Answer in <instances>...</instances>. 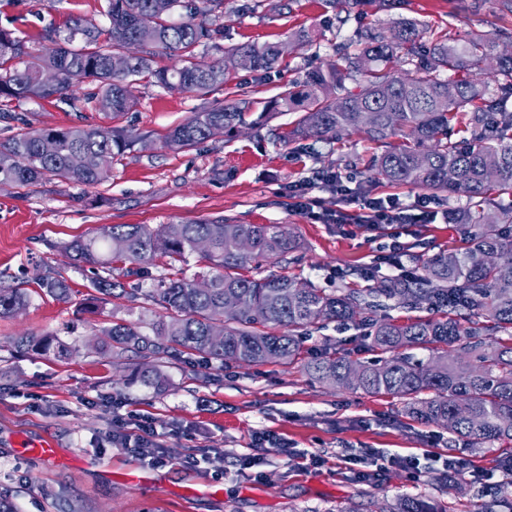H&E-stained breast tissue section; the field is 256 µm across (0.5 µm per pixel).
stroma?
I'll list each match as a JSON object with an SVG mask.
<instances>
[{"instance_id":"35a3bbf8","label":"stroma","mask_w":512,"mask_h":512,"mask_svg":"<svg viewBox=\"0 0 512 512\" xmlns=\"http://www.w3.org/2000/svg\"><path fill=\"white\" fill-rule=\"evenodd\" d=\"M257 13L225 10L212 24L215 41L227 47L247 41H288L308 31L310 46L284 56L268 72L235 69L233 79L205 96L167 93L154 86L135 91L133 107L118 126L139 141L111 178L96 188L54 181L19 192L0 186V280L31 291L29 305L0 318V485L13 492L20 512H381L399 496L447 501L452 512H470L478 495L503 486L504 459L512 442H491L465 454L462 484L449 493L444 461L457 451L447 429L407 417L398 399L340 390L311 378L307 362L326 350L342 349L366 357L362 329L326 323L304 340L291 365H207L186 355L165 368L167 383L154 390L137 383L143 359L132 352L100 355L104 327L151 319L155 304L144 290L167 276L163 263L144 277L113 271L114 280L136 289L132 298H105L91 306L89 268L74 266L61 245L113 224H150L221 217L235 224H282L297 237L298 250L268 261L247 276L301 277L326 289L365 288L377 281L418 271L423 260L457 247L459 235L448 213L466 199L436 192L435 215L426 224H409L400 240L402 268L381 261L395 238L385 228L316 222L301 214L289 188L304 182L319 209L348 204L330 183L314 180L317 171L349 173L371 197L396 195L412 204L418 189L391 188L375 181L363 161L376 145L361 132L343 133L331 143L286 137L295 113L275 115L261 128H240L196 146L173 151L164 137L193 112L228 104L240 93L254 98L276 95L304 69L333 55L336 42L367 26L388 28L413 17L432 32L463 39L479 30L494 34L512 49V14L496 0H397L388 12L356 6L344 27L326 0H263ZM104 0H0V27L37 46L51 27L79 17L98 27L107 19ZM38 128L104 125L94 105L79 109L53 101L29 100L20 106ZM62 273L69 302L36 296L44 273ZM22 334L54 335L66 356L40 355L14 347ZM148 418L164 437L171 457L164 466L135 459L112 444V403ZM275 430L289 448L321 457V465L301 470L296 461L269 445L253 442L256 432ZM45 441L56 451L45 461L23 453L26 443ZM414 456L422 474L386 463L375 468L371 455ZM194 464H186L188 456ZM256 458L244 467L245 458ZM377 470L376 478L361 479Z\"/></svg>"}]
</instances>
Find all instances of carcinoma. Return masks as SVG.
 <instances>
[{"label":"carcinoma","instance_id":"1","mask_svg":"<svg viewBox=\"0 0 512 512\" xmlns=\"http://www.w3.org/2000/svg\"><path fill=\"white\" fill-rule=\"evenodd\" d=\"M228 0H105V27L74 17L63 29L47 30L38 49L15 32L0 28V119L16 122L0 144V186L30 189L64 181L95 187L112 176V167L137 142L118 126L42 129L14 113L11 103L55 100L78 109L93 102L116 119L133 103L142 84L167 92L205 96L228 82V71L209 66L204 57L220 52L224 61L240 56L249 68L270 70L285 55L279 43L243 42L228 48L212 43L211 24L224 15ZM410 19L388 30L369 29L336 45V54L292 81L277 96L260 101L246 94L228 105L203 109L165 137L174 151L194 147L212 129L232 133L279 112L298 116L288 136L330 141L360 131L382 148L370 160L374 178L391 185L446 191L464 196L469 207L456 215L462 248L427 258L420 272L374 288L326 291L308 280L268 275L246 277L239 270L279 259L296 248L294 236L278 224H231L222 218L190 223L114 224L110 235L89 236L64 245L79 265L91 267L92 288L105 296L134 297L112 281V264L128 263L141 271L157 258L167 265L183 262L205 240L204 258L215 274L199 286L197 278L172 275L157 281L148 294L163 313L148 331L114 322L105 328L103 353L133 351L158 361L140 372L146 385L165 382L161 364L185 351L210 362L291 365L301 355L303 331L320 322H352L368 329L369 348L387 354L378 360L327 352L308 366L321 382L369 395H390L406 415L448 428L460 453L495 441H512V54L496 38L475 32L465 41L448 33L430 44ZM131 46L141 54L114 71L113 56ZM171 64L164 65L162 61ZM59 75L44 88L38 76ZM493 73L494 81L484 79ZM448 77H443V74ZM94 83L79 99L72 88ZM455 94L448 95V85ZM471 132L448 140V125ZM77 151L93 152L99 163L73 169ZM37 294L67 301L72 291L58 273L41 276ZM436 313L399 323L377 316V298ZM31 300L28 289L0 284V318L15 314ZM16 347L45 354L52 340L19 336ZM418 350L432 352L428 359ZM476 512H512V490ZM387 512H450L442 502L404 496Z\"/></svg>","mask_w":512,"mask_h":512}]
</instances>
